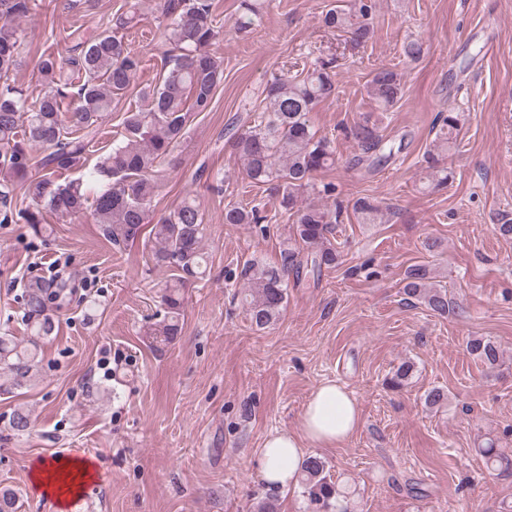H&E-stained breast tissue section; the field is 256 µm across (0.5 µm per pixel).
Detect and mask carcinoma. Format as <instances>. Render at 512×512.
I'll use <instances>...</instances> for the list:
<instances>
[{
    "mask_svg": "<svg viewBox=\"0 0 512 512\" xmlns=\"http://www.w3.org/2000/svg\"><path fill=\"white\" fill-rule=\"evenodd\" d=\"M265 0H240V29L261 21ZM374 0H354L349 8H330L321 16L323 26L348 35L361 46L374 36L370 19ZM31 0H0V203L5 205L15 183L40 166L51 173L81 168L87 160L98 127L112 112V97L123 93L142 64L139 53L124 45L114 29L124 28L135 15L120 14L111 26L95 36L80 29L69 30L68 56L42 55L39 76L42 89L31 98L19 86L8 82L9 73L20 65V41L12 21L26 15ZM159 9L169 20L167 40L171 45L160 84L148 87L141 97L146 109L124 113L122 130L112 148L101 154L82 177L57 184L48 177L37 183L34 204L17 212L4 210L1 221L28 224L42 231L41 210L61 218L87 217L104 227L112 244L136 242L144 226L151 229L147 242L155 264L171 271L161 295L160 320L150 329L152 340L169 343L181 330L186 286L202 279L207 270L203 247V217L192 198H186L168 214L152 221V202L161 188L162 166L171 150L185 136L193 112H209L217 88L224 81V61L211 52L220 35L212 13L211 0H161ZM367 93L378 110L386 112L404 96L401 75L391 69L377 70L367 82ZM336 77L331 63L307 70L301 77L278 78L266 88V104L254 124L233 133L231 145L254 184L273 186L279 208L291 220L293 236L303 245L299 251L283 243L274 263L249 259L240 279L247 284L242 303L258 329L275 325L288 298V278L306 270L318 279L323 271L336 267V248L330 240L341 211L304 200L314 175L335 164L331 140L313 131L309 113L335 97ZM448 128L437 151L426 156L435 186L448 184L445 155L456 144L460 115L442 117ZM350 135L363 151L384 149L382 136L371 117L355 123ZM49 149L36 160L35 147ZM354 211L366 224L379 219V205L368 197L354 201ZM265 217L256 207L238 203L224 206L226 224H261ZM404 295L424 304L437 315L450 312L446 291L431 281L423 265L408 269ZM53 294L50 284L39 278L29 281L24 291V317L28 336L19 340L0 335V392L26 387L34 378L40 357V342L55 330L50 313ZM467 349L490 368L500 361L498 347L489 339L474 337ZM27 410L19 407L10 419V429L22 434L30 428ZM486 465L507 470L512 457L498 448H481ZM298 486L310 512H347L353 491L333 480L326 461L316 455L305 460ZM252 512H278L277 495L265 492L254 497Z\"/></svg>",
    "mask_w": 512,
    "mask_h": 512,
    "instance_id": "carcinoma-1",
    "label": "carcinoma"
}]
</instances>
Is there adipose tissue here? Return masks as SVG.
<instances>
[{"mask_svg": "<svg viewBox=\"0 0 512 512\" xmlns=\"http://www.w3.org/2000/svg\"><path fill=\"white\" fill-rule=\"evenodd\" d=\"M358 423L359 408L351 393L334 382L319 385L305 406L302 434L276 431L265 439L258 455L261 479L282 487L297 485L306 447L339 445ZM90 477V463L77 458H62L50 464L41 461L31 473L35 487L54 498L61 512H66Z\"/></svg>", "mask_w": 512, "mask_h": 512, "instance_id": "obj_1", "label": "adipose tissue"}]
</instances>
